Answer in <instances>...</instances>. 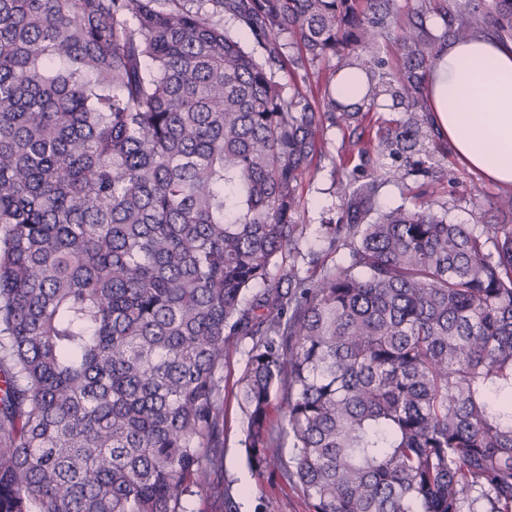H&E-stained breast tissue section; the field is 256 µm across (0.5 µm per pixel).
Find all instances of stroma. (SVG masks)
<instances>
[{"instance_id": "1", "label": "stroma", "mask_w": 512, "mask_h": 512, "mask_svg": "<svg viewBox=\"0 0 512 512\" xmlns=\"http://www.w3.org/2000/svg\"><path fill=\"white\" fill-rule=\"evenodd\" d=\"M400 110L370 113L362 123L361 137L350 130L334 126L325 129L313 171L303 177L297 187L302 207L300 218L307 226L297 265L301 275L312 276L321 267L345 261L346 251L326 255L321 236L327 224L339 223L346 208L333 186L334 181L355 172L372 173L384 163L377 152L361 153V142L377 143L376 132L382 121L399 119ZM414 171L404 181H387L380 185L375 203L380 208L424 207L447 216L453 224L502 223L493 205L505 191L468 171L458 160L438 130H431L422 150L412 158ZM241 350L231 349L224 361V482L229 485L240 512H308L307 501L300 488L287 484L278 468L260 474L249 472L240 441L243 437L237 400L236 383L244 367Z\"/></svg>"}]
</instances>
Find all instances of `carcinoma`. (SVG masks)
<instances>
[{"instance_id":"1","label":"carcinoma","mask_w":512,"mask_h":512,"mask_svg":"<svg viewBox=\"0 0 512 512\" xmlns=\"http://www.w3.org/2000/svg\"><path fill=\"white\" fill-rule=\"evenodd\" d=\"M479 33L512 0H0V512H237L246 339L249 468L309 512H512V224L379 209L376 173L338 185L348 264L288 263L324 127L389 99L379 145L414 152L438 44ZM340 50L356 102L276 80ZM244 345L240 350L233 346L224 360V483L229 485L240 512H309L302 490L287 484L278 468L252 475L245 464L240 445L241 412L234 395L244 367Z\"/></svg>"}]
</instances>
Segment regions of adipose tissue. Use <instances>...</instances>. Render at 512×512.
<instances>
[{"label":"adipose tissue","instance_id":"obj_1","mask_svg":"<svg viewBox=\"0 0 512 512\" xmlns=\"http://www.w3.org/2000/svg\"><path fill=\"white\" fill-rule=\"evenodd\" d=\"M435 126L466 167L512 189V42L447 41L427 77Z\"/></svg>","mask_w":512,"mask_h":512}]
</instances>
